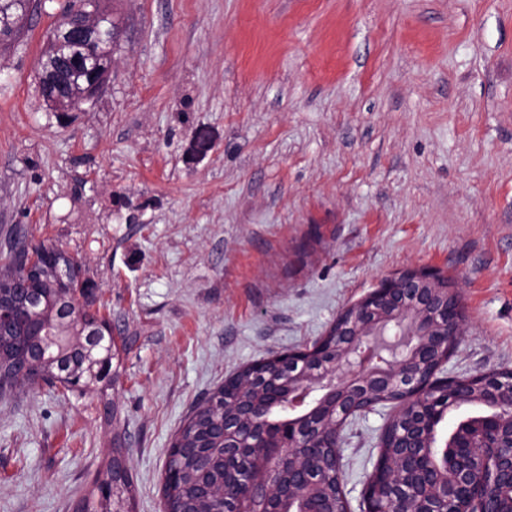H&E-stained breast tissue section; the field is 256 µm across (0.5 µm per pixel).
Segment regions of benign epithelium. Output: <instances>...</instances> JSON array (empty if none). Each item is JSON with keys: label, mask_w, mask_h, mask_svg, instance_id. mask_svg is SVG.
I'll list each match as a JSON object with an SVG mask.
<instances>
[{"label": "benign epithelium", "mask_w": 512, "mask_h": 512, "mask_svg": "<svg viewBox=\"0 0 512 512\" xmlns=\"http://www.w3.org/2000/svg\"><path fill=\"white\" fill-rule=\"evenodd\" d=\"M28 0L19 27L46 12ZM94 0H77L46 37L39 59L42 95L58 112L98 96L114 66L116 43L102 44ZM466 317L448 278L410 269L383 279L343 311L311 344L249 365L251 381L224 380V422L201 445L223 459L256 448L246 480L220 478L202 486L195 512L216 496L242 504L276 501L274 512H309L310 492L323 486L326 466L306 448H337L344 421L386 401L399 405L395 450L378 458L363 489L365 512H512V371L440 377L451 342ZM84 339L104 341L112 327L81 322ZM106 357L81 362L77 375ZM475 408L445 440L437 426L453 410Z\"/></svg>", "instance_id": "7a95c632"}]
</instances>
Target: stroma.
I'll return each instance as SVG.
<instances>
[{
    "label": "stroma",
    "mask_w": 512,
    "mask_h": 512,
    "mask_svg": "<svg viewBox=\"0 0 512 512\" xmlns=\"http://www.w3.org/2000/svg\"><path fill=\"white\" fill-rule=\"evenodd\" d=\"M110 6V81L68 117L39 87L50 16L0 52V253L61 247L115 338L106 389L0 401V512H77L117 445L133 512H161L194 408L410 268L465 304L442 375L512 370V0ZM395 412L343 427L350 512Z\"/></svg>",
    "instance_id": "stroma-1"
}]
</instances>
